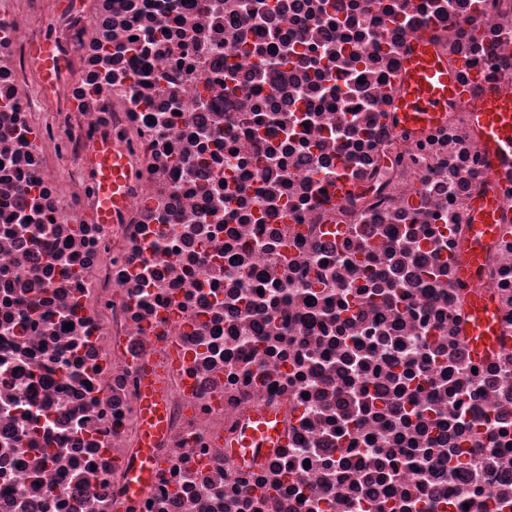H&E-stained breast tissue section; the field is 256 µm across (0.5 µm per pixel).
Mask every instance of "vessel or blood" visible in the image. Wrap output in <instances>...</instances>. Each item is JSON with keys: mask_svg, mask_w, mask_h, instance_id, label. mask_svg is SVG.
Returning a JSON list of instances; mask_svg holds the SVG:
<instances>
[{"mask_svg": "<svg viewBox=\"0 0 512 512\" xmlns=\"http://www.w3.org/2000/svg\"><path fill=\"white\" fill-rule=\"evenodd\" d=\"M411 52L403 64L402 87L394 112V123L400 129H423L440 122L450 104L462 101L455 76L436 52L427 34L414 35ZM39 78L51 82L57 62L51 42L34 49ZM473 124L479 135L483 154L492 166L512 165V78L497 91L487 92L471 106ZM91 168L100 206L93 215L99 224L112 223L126 205L128 171L125 154L114 141L100 142L91 154ZM503 196L496 183H487L474 197L468 210L470 224L466 246L459 257V282L469 288L467 336L474 356L482 357L500 344L501 332L496 313L487 294L478 291L487 245L494 238ZM165 407L162 395L152 377L142 381L141 438L139 461L129 476L128 500L137 502L150 484L154 463L152 446L165 430ZM278 438V427L271 417L259 419L257 426L245 430L240 447L268 448Z\"/></svg>", "mask_w": 512, "mask_h": 512, "instance_id": "vessel-or-blood-1", "label": "vessel or blood"}]
</instances>
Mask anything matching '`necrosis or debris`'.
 Segmentation results:
<instances>
[{
  "mask_svg": "<svg viewBox=\"0 0 512 512\" xmlns=\"http://www.w3.org/2000/svg\"><path fill=\"white\" fill-rule=\"evenodd\" d=\"M423 29L465 96L512 74V0H0V512L512 504V199L486 357L457 283L468 203L512 166L454 107L396 133ZM114 136L134 176L97 224ZM148 363L166 434L132 507ZM260 412L276 446L236 454ZM34 59L39 78L44 83L51 82L56 75L57 62L54 47L49 41H44L34 49ZM89 160L100 201L93 219L97 224H112L117 210L122 211L126 205L124 186L128 171L125 154L113 138L111 142L97 143Z\"/></svg>",
  "mask_w": 512,
  "mask_h": 512,
  "instance_id": "1",
  "label": "necrosis or debris"
}]
</instances>
